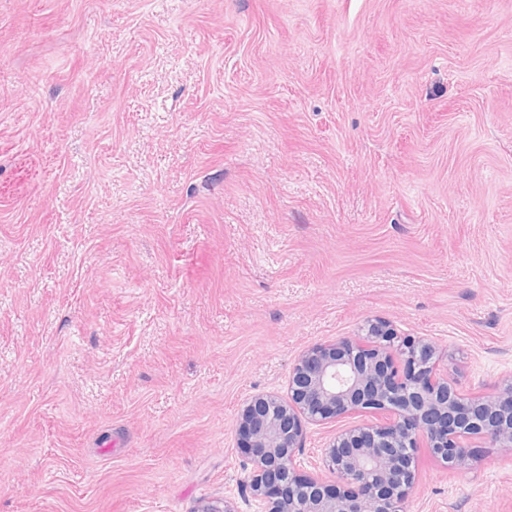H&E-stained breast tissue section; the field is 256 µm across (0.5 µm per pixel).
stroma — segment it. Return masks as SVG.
Instances as JSON below:
<instances>
[{
  "label": "stroma",
  "instance_id": "1",
  "mask_svg": "<svg viewBox=\"0 0 512 512\" xmlns=\"http://www.w3.org/2000/svg\"><path fill=\"white\" fill-rule=\"evenodd\" d=\"M370 317L512 378V0H0V512H254L239 409ZM473 453L405 512H512Z\"/></svg>",
  "mask_w": 512,
  "mask_h": 512
}]
</instances>
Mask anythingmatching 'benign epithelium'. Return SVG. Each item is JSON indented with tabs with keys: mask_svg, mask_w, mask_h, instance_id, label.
I'll use <instances>...</instances> for the list:
<instances>
[{
	"mask_svg": "<svg viewBox=\"0 0 512 512\" xmlns=\"http://www.w3.org/2000/svg\"><path fill=\"white\" fill-rule=\"evenodd\" d=\"M439 347L400 337L368 318L357 335L315 344L295 361L288 397L258 394L241 407L239 449L252 467L246 492L259 512H404L425 446L451 467L468 465L472 441L512 450V383L465 393L437 368ZM370 410L375 420L330 439L322 456L332 480L295 467L306 423Z\"/></svg>",
	"mask_w": 512,
	"mask_h": 512,
	"instance_id": "7a95c632",
	"label": "benign epithelium"
}]
</instances>
